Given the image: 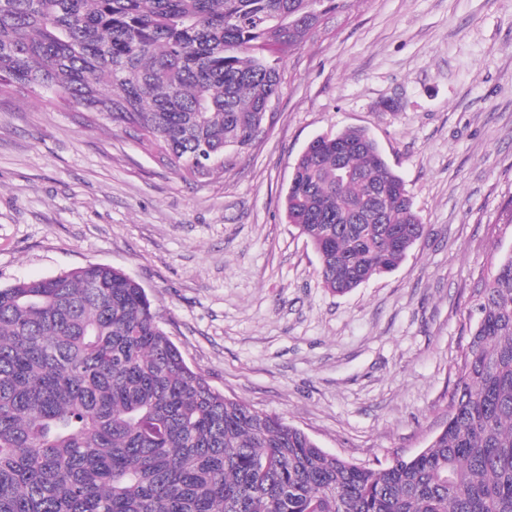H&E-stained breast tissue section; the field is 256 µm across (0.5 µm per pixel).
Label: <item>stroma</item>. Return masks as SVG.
I'll use <instances>...</instances> for the list:
<instances>
[{
    "instance_id": "stroma-1",
    "label": "stroma",
    "mask_w": 512,
    "mask_h": 512,
    "mask_svg": "<svg viewBox=\"0 0 512 512\" xmlns=\"http://www.w3.org/2000/svg\"><path fill=\"white\" fill-rule=\"evenodd\" d=\"M276 65L265 132L200 179L60 96L0 88V287L121 269L225 397L360 465L414 455L448 420L473 284L512 251V0H355ZM347 127L427 229L335 295L283 200L305 147Z\"/></svg>"
}]
</instances>
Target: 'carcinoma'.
I'll return each mask as SVG.
<instances>
[{
	"mask_svg": "<svg viewBox=\"0 0 512 512\" xmlns=\"http://www.w3.org/2000/svg\"><path fill=\"white\" fill-rule=\"evenodd\" d=\"M353 0H0V84L65 96L192 178L263 132L299 18ZM308 145L284 198L325 288L406 257L425 225L363 128ZM478 318L448 422L379 468L325 452L192 370L145 289L91 264L0 287V512H512V251Z\"/></svg>",
	"mask_w": 512,
	"mask_h": 512,
	"instance_id": "1",
	"label": "carcinoma"
}]
</instances>
